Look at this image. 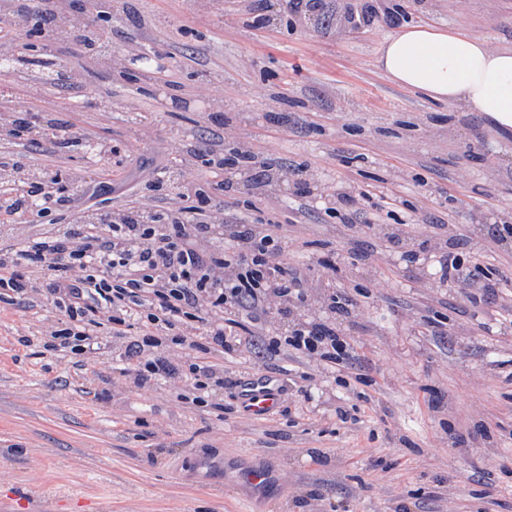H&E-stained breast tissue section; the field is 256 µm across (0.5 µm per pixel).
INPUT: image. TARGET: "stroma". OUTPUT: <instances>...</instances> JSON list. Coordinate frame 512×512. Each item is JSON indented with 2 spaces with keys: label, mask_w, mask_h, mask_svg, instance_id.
<instances>
[{
  "label": "stroma",
  "mask_w": 512,
  "mask_h": 512,
  "mask_svg": "<svg viewBox=\"0 0 512 512\" xmlns=\"http://www.w3.org/2000/svg\"><path fill=\"white\" fill-rule=\"evenodd\" d=\"M200 2L112 0L103 34L113 51L137 39L168 65L147 91L120 71L85 66L74 37L55 46L54 63L80 66L76 83L34 95L22 77L0 75V101L49 112L111 147L100 158L57 149L50 135L6 136L0 165L70 178L73 209L103 213L177 199L175 189L146 188L175 161L163 142L193 153L186 172L202 185L212 181L204 153L219 132L277 167L307 169L333 195L282 190L269 209L253 190L212 194L229 223L282 225L294 240L289 265L336 289L369 287L339 324L354 359L333 374L285 351L270 359L257 345L218 353L228 382L195 404L181 378L135 386L119 360L125 342L107 327H97L92 353L46 352L45 329L66 320L47 293L0 301V502L30 489L26 512H512V311L483 319L458 288L417 279L407 253L422 250L432 228L410 227L402 250L380 246L372 231L430 211L466 235L465 255L483 257L486 275L512 294V252L488 236L512 225V137L481 113L387 80L374 61L390 27L350 33L354 0H330L313 19L285 0H215L206 12ZM393 2L406 22L512 44V0ZM257 5L261 29L245 24ZM201 69L219 76L222 104L179 108L210 100ZM109 99L136 100L150 136L133 139L125 113L104 112ZM344 193L366 196L354 218L362 232L327 213ZM336 242L342 259L328 273L315 260ZM278 364L304 379L285 384L275 414H246L234 380ZM255 466L271 475L265 489L240 479Z\"/></svg>",
  "instance_id": "1"
}]
</instances>
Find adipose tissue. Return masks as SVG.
I'll use <instances>...</instances> for the list:
<instances>
[{
  "mask_svg": "<svg viewBox=\"0 0 512 512\" xmlns=\"http://www.w3.org/2000/svg\"><path fill=\"white\" fill-rule=\"evenodd\" d=\"M376 65L393 84L467 112L512 133V46L491 47L445 26L406 24L388 33Z\"/></svg>",
  "mask_w": 512,
  "mask_h": 512,
  "instance_id": "obj_1",
  "label": "adipose tissue"
}]
</instances>
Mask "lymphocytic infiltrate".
Returning a JSON list of instances; mask_svg holds the SVG:
<instances>
[{"mask_svg": "<svg viewBox=\"0 0 512 512\" xmlns=\"http://www.w3.org/2000/svg\"><path fill=\"white\" fill-rule=\"evenodd\" d=\"M0 224L8 225L20 197L41 211L69 208L62 193L26 171L0 175ZM188 192L194 209L157 210L136 206L102 214L78 227L51 225L42 237L17 243L13 257L0 253V288L17 294L45 289L69 322L46 331L44 347L82 355L94 346L92 329L108 325L125 337L138 323V337L124 359L136 385L188 374L192 386L220 385L224 374L208 354L231 355L252 344L263 316L271 310L288 316L284 335L269 338L267 348H287L331 369L347 367L351 347L337 330L336 315L349 313L353 301L343 291L324 294L320 281L286 262L291 240L275 224H228L223 205L197 183ZM36 267L38 277L17 271L19 263ZM325 315L307 318L314 304ZM188 346L203 362L181 371L162 355L163 347Z\"/></svg>", "mask_w": 512, "mask_h": 512, "instance_id": "f902f5d3", "label": "lymphocytic infiltrate"}]
</instances>
